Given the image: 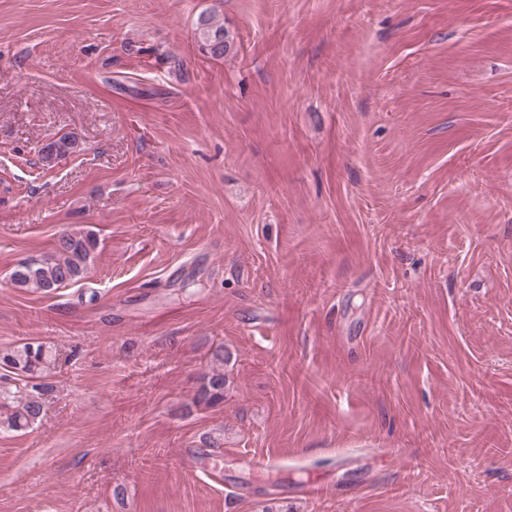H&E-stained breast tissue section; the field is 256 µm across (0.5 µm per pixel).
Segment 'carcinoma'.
<instances>
[{"label": "carcinoma", "instance_id": "carcinoma-1", "mask_svg": "<svg viewBox=\"0 0 512 512\" xmlns=\"http://www.w3.org/2000/svg\"><path fill=\"white\" fill-rule=\"evenodd\" d=\"M196 35L199 50L207 57L220 59L232 48L233 37L213 11L199 14ZM77 148L75 138L62 136L41 146L39 154L43 162L50 164L75 153ZM96 247L97 239L90 232H64L58 237L53 254L19 264L11 273V281L40 294H50L62 286L78 283L85 278L90 255ZM212 357L217 366L204 375L197 394V402L206 406L224 400V347H217ZM53 368L51 352L39 342L0 348V369L16 375L14 388L0 386L1 430L26 431L40 421L45 389L41 380L47 378Z\"/></svg>", "mask_w": 512, "mask_h": 512}]
</instances>
